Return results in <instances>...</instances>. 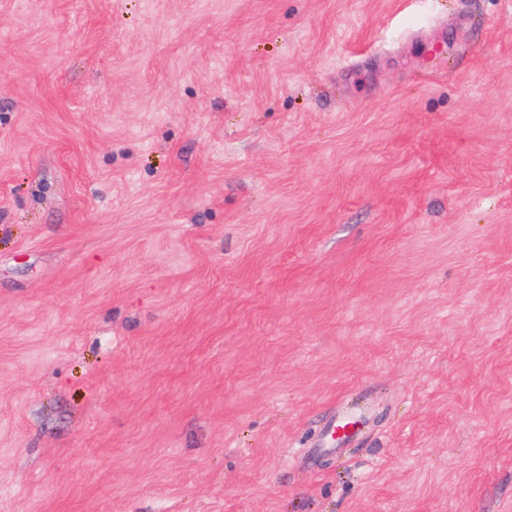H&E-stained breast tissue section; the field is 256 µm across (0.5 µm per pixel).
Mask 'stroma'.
Instances as JSON below:
<instances>
[{
  "mask_svg": "<svg viewBox=\"0 0 512 512\" xmlns=\"http://www.w3.org/2000/svg\"><path fill=\"white\" fill-rule=\"evenodd\" d=\"M0 512H512V0H0Z\"/></svg>",
  "mask_w": 512,
  "mask_h": 512,
  "instance_id": "35a3bbf8",
  "label": "stroma"
}]
</instances>
